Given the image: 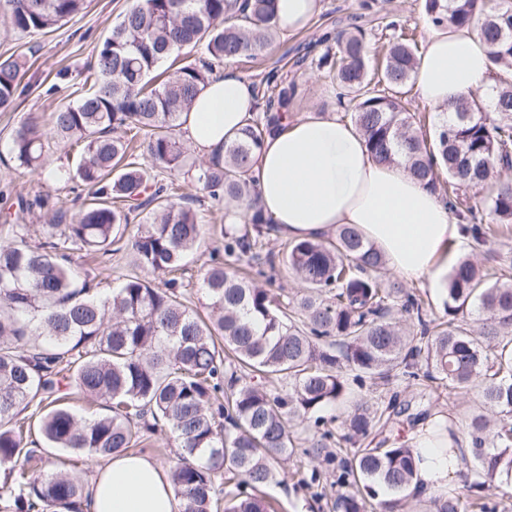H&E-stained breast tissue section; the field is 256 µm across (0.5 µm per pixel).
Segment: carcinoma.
<instances>
[{"label":"carcinoma","instance_id":"obj_1","mask_svg":"<svg viewBox=\"0 0 512 512\" xmlns=\"http://www.w3.org/2000/svg\"><path fill=\"white\" fill-rule=\"evenodd\" d=\"M5 4L13 30L32 34L79 14L85 0ZM424 11L434 26L476 25L498 81L490 101L460 100L430 134L404 91L418 64L417 44L404 35L372 55L366 29L353 23L325 38L311 63L332 74L371 155L402 157L450 204L464 253L448 271L442 320L426 318L421 298L385 277L383 255L350 227L269 247L279 229L258 205L253 159L292 118L295 84L268 75L263 110L224 144V156L189 160L180 128L212 62L264 55L278 30L275 0H133L96 49L76 103L52 113L48 133L31 118L21 125L11 146L20 166L64 179L43 164L51 135L80 150L76 175L92 192L76 220L42 225L44 243L28 244L18 225L14 241L0 244L5 512H74L82 486L50 469L49 449L107 458L160 427L179 448L172 482L182 512H212L219 484L224 512H268L257 491L278 481L297 448L289 423H311L303 455L331 466V445H355L391 423L395 407L369 394L398 381L435 383L450 398L478 387L492 413L443 427L437 440L448 446L436 452L448 455L466 436L472 460L458 472L461 489L434 497L424 512H468L469 497L481 512L506 509L491 492L512 481V180L499 177L512 168V0H424ZM198 48L208 59L183 60ZM24 66L0 60L1 111L24 93ZM155 169L174 178L191 172L212 200L247 206V222L221 230L224 250L211 252L201 272L205 318L181 292L201 241L196 208ZM473 190L484 193L480 209L464 204ZM134 212L142 222L129 236ZM72 250L126 251L163 286L135 272L102 297L75 279ZM289 274L303 289L285 298L255 283ZM74 394L105 400L111 415H79L65 403ZM338 402L350 403L341 434L320 415ZM29 408L44 448L28 445L21 412ZM422 452L386 439L356 449L336 479L354 492L336 498L337 512H401L417 495Z\"/></svg>","mask_w":512,"mask_h":512}]
</instances>
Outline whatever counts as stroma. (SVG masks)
<instances>
[{
	"label": "stroma",
	"instance_id": "1",
	"mask_svg": "<svg viewBox=\"0 0 512 512\" xmlns=\"http://www.w3.org/2000/svg\"><path fill=\"white\" fill-rule=\"evenodd\" d=\"M359 0H322L320 14L300 31L280 32L263 58L235 62L234 68L255 86H262L266 75L275 71L286 80L295 82L297 95L290 107L296 116L311 113H333L343 116L344 109L331 79L321 77L311 66H298L296 60L304 46L319 41L322 34L336 22L357 11ZM377 15L396 23L399 29L424 41L430 23L420 0H373ZM129 0H87L84 10L62 22L45 34H22L12 30L3 0H0V59L20 56L25 61L22 84L24 94L13 109L0 112V244L10 242L12 225L24 224L32 238H39L41 226L56 211L76 217L77 196L81 191L78 180L40 182L38 175L19 167L11 153L12 138L28 117H37L48 124L52 112L63 104L76 101L83 88L85 71L96 47L112 29L118 15ZM180 193L200 197L198 208L203 224V236L198 249V262L191 265L187 288L190 307L200 310L205 295L200 287V265L207 262L214 249L223 247L215 231L224 223V206L204 198L203 190L187 174L176 178ZM42 191L48 202L44 208L20 209L19 200H32L35 191ZM74 262L88 269L100 292H110L117 278L132 270V257L121 253L112 258L89 259L74 254ZM285 480L264 490L274 512H336L335 503L345 488L337 484V473L327 466L317 465L302 455H294L283 465Z\"/></svg>",
	"mask_w": 512,
	"mask_h": 512
}]
</instances>
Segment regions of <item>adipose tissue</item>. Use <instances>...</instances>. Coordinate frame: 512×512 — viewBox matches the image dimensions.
Listing matches in <instances>:
<instances>
[{
	"instance_id": "obj_1",
	"label": "adipose tissue",
	"mask_w": 512,
	"mask_h": 512,
	"mask_svg": "<svg viewBox=\"0 0 512 512\" xmlns=\"http://www.w3.org/2000/svg\"><path fill=\"white\" fill-rule=\"evenodd\" d=\"M490 47L471 26L430 29L414 72L428 106L450 111L460 98L492 94ZM257 108L250 81L235 71L213 75L194 100L184 136L202 157L225 141ZM258 196L283 237L315 239L348 224L378 248L389 269L438 284L448 272V246L460 241L456 218L439 196L401 165L369 153L362 133L333 115H307L267 139L254 157ZM85 512H179L169 471L152 457L116 454L97 466Z\"/></svg>"
}]
</instances>
